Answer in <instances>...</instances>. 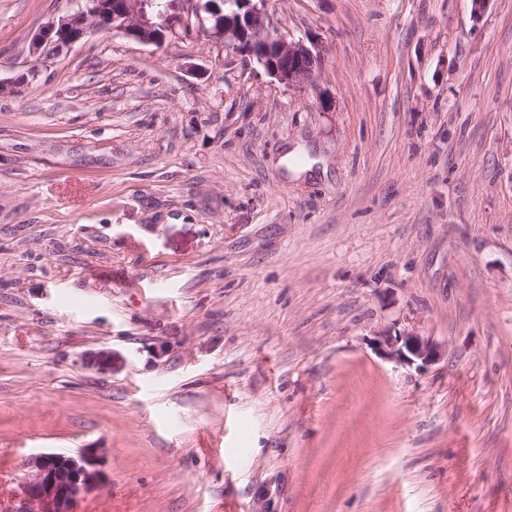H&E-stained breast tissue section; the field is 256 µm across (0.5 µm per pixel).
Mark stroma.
<instances>
[{
	"mask_svg": "<svg viewBox=\"0 0 512 512\" xmlns=\"http://www.w3.org/2000/svg\"><path fill=\"white\" fill-rule=\"evenodd\" d=\"M69 7L0 0V512H512V0H269L304 88L205 13L34 66ZM379 356L397 365L418 367L437 363L442 358L440 346L414 328L386 330L375 338ZM99 448H85L77 457L42 453L31 461L21 496L10 512H73V501L103 483Z\"/></svg>",
	"mask_w": 512,
	"mask_h": 512,
	"instance_id": "obj_1",
	"label": "stroma"
}]
</instances>
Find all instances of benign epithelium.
<instances>
[{
  "label": "benign epithelium",
  "instance_id": "1",
  "mask_svg": "<svg viewBox=\"0 0 512 512\" xmlns=\"http://www.w3.org/2000/svg\"><path fill=\"white\" fill-rule=\"evenodd\" d=\"M77 7L41 26L31 37L30 53L40 62L54 60L88 32L122 33L143 44L159 45L182 14H173L157 0H73ZM268 0H211L206 13L213 25L207 36L224 42L260 65L289 88L313 84L325 57L322 44L287 40L278 32ZM379 356L397 365L437 363L440 346L414 328L386 330L376 336ZM100 448H86L74 457L42 453L31 461L21 496L10 512H72L73 501L103 483Z\"/></svg>",
  "mask_w": 512,
  "mask_h": 512
}]
</instances>
